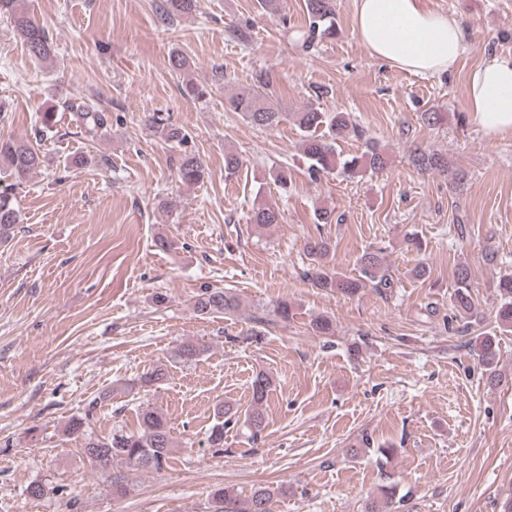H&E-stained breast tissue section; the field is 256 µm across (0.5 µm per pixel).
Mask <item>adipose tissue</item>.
Wrapping results in <instances>:
<instances>
[{"instance_id": "ef3b65f1", "label": "adipose tissue", "mask_w": 512, "mask_h": 512, "mask_svg": "<svg viewBox=\"0 0 512 512\" xmlns=\"http://www.w3.org/2000/svg\"><path fill=\"white\" fill-rule=\"evenodd\" d=\"M354 33L369 56L426 78L456 69L469 49L460 21L423 0H357ZM467 82L475 124L491 137L512 132V55L487 59Z\"/></svg>"}]
</instances>
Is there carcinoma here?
<instances>
[{"instance_id":"obj_1","label":"carcinoma","mask_w":512,"mask_h":512,"mask_svg":"<svg viewBox=\"0 0 512 512\" xmlns=\"http://www.w3.org/2000/svg\"><path fill=\"white\" fill-rule=\"evenodd\" d=\"M196 0H165L162 16L171 21L175 17L191 12ZM309 26L292 35L295 48L306 52L315 41L336 37V15L332 0H306ZM0 16L10 20L17 35L23 40L30 56L46 60L55 51L52 39L44 26L26 11L18 8V0H0ZM274 86V78L267 70L255 74L254 87L247 94H234L227 98L229 109L238 113L243 120L259 129L278 125L285 113L275 107L269 99V91ZM293 121L302 132V152L313 176L341 173L352 177L361 171L380 173L389 165L386 152L366 138L365 131L353 123L346 112H323L316 103H309L302 111L292 113ZM73 120L88 136H93L107 124L105 113L92 105L82 104V109L74 113ZM150 128L168 142H182L181 131L152 114ZM366 139L365 150L361 155H353L340 160L338 142L346 139ZM44 163L43 156L33 146L23 140L0 137V244L7 242L20 223L15 206V190L30 174ZM414 165L421 171L444 170L448 168L445 158L436 154L421 153L413 158ZM207 174L203 162L193 156L180 158L179 176L182 181L196 184ZM249 223L258 227H269L281 223L279 208L257 205L252 208ZM333 249L330 239L320 235L305 243L308 265L302 276L314 287L326 291L351 296L363 287L365 282L374 283L377 288L393 286L384 267V257L379 250L365 251L357 258L360 277L350 278L331 268L328 258ZM470 275L467 267L461 265L456 270V290L454 307L459 313L473 314L470 296ZM501 303L497 310L498 328L502 333L512 331V277L500 280ZM241 308V300L231 290L204 288L196 296L194 309L201 315L222 314L224 318L235 317ZM208 351V346L199 341H186L174 350V358L183 363L196 362ZM472 352L482 361L490 382L499 383L496 372L498 362L497 336L486 334L475 338ZM251 399L248 408L241 411L230 403H220L214 410L213 421L208 429V447L221 450L224 447V430L230 424L242 423L253 440L265 429V404L272 391V380L263 372L257 373L251 381ZM88 417H73L65 428L69 437L83 440V453L96 467L107 468L112 462L120 461L129 470L159 471L172 459L174 441L165 416L153 409L143 410L138 417V430L127 432L113 430L108 436H95L87 432ZM286 490L281 487L258 486L245 498H240L232 487L214 490L211 498L213 512H272V505ZM380 497L367 504L365 512H392L394 486L382 485Z\"/></svg>"}]
</instances>
